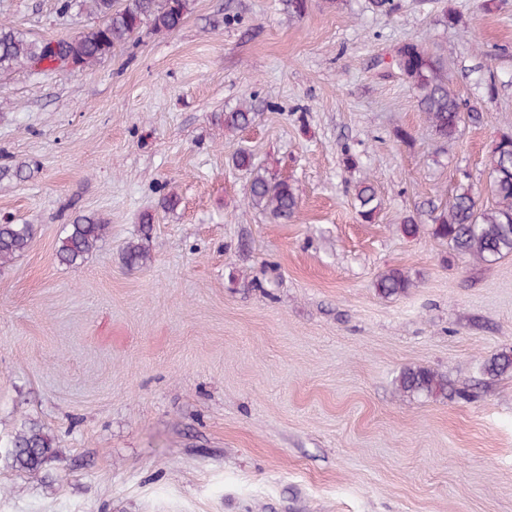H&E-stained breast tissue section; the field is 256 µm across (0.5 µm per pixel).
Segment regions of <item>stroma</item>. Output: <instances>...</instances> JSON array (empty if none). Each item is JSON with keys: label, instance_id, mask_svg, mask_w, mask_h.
Instances as JSON below:
<instances>
[{"label": "stroma", "instance_id": "35a3bbf8", "mask_svg": "<svg viewBox=\"0 0 512 512\" xmlns=\"http://www.w3.org/2000/svg\"><path fill=\"white\" fill-rule=\"evenodd\" d=\"M393 3L308 0L292 18L284 0H193L177 31L93 68L0 78V221L35 227L0 270V512H512V371L483 372L512 350V255L450 257L428 212L462 183L493 203L512 0ZM0 22L46 40L95 18L0 0ZM411 41L481 124L431 132L394 64ZM248 101L255 121L225 131ZM241 149L293 184L288 223L246 204ZM366 178L370 222L354 205ZM85 214L111 234L62 266ZM148 214L152 260L127 269ZM391 268L413 286L384 297ZM418 365L457 396L399 390ZM28 422L56 442L35 475L10 457ZM355 205L365 221H372L381 209L382 203L374 185L368 180L359 182L355 190Z\"/></svg>", "mask_w": 512, "mask_h": 512}]
</instances>
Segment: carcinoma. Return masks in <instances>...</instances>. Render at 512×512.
Instances as JSON below:
<instances>
[{"mask_svg": "<svg viewBox=\"0 0 512 512\" xmlns=\"http://www.w3.org/2000/svg\"><path fill=\"white\" fill-rule=\"evenodd\" d=\"M80 7L101 18V23L87 28L72 39L31 40L23 33L0 24V77L21 67L34 68L46 63L45 70L57 69L54 62L84 68L100 62L112 49L129 43L143 29L154 33L173 32L184 22L191 0H58L59 11L70 12ZM396 66L416 91L418 107L425 112L430 128L443 140L454 138L461 124L478 123L482 113L462 104L448 86V77L440 61L419 43L408 42L398 51ZM256 112L247 105L224 112V129L243 130L254 122ZM233 164L249 173L245 189L248 206L267 215L274 222L293 218L299 198L288 179L254 166L253 157L240 151ZM489 190L494 204H478L472 189L458 186L448 206L430 211L432 236L448 241L457 255L470 256L482 262H495L512 254V134L504 133L494 144L488 157ZM355 205L366 221L374 220L382 203L374 185L363 180L355 190ZM151 229L142 225L141 236L128 242L123 262L130 268H142L151 262V254L143 240ZM109 234V225L92 216H81L66 229L57 249L60 264L80 267ZM34 236L31 224H0V267L24 255ZM384 297L407 292L412 281L402 270L393 268L382 273L376 283ZM512 370V352L503 351L489 359L484 373L497 376ZM398 387L420 396L448 395V379L422 366H410L397 378ZM54 438L37 423H28L11 440L14 466L26 473L40 471L54 457Z\"/></svg>", "mask_w": 512, "mask_h": 512, "instance_id": "1", "label": "carcinoma"}]
</instances>
